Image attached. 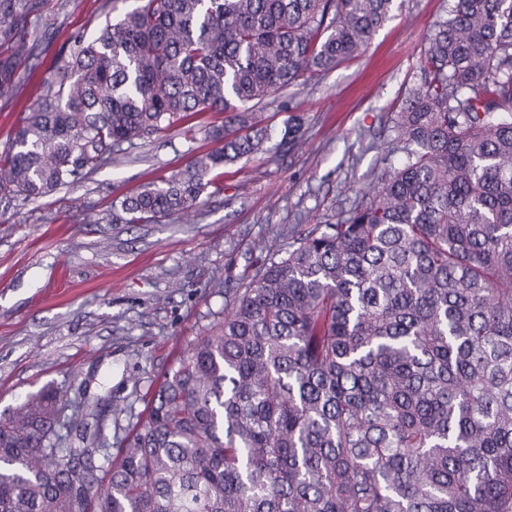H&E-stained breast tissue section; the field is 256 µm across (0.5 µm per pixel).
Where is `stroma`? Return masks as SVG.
<instances>
[{"label": "stroma", "instance_id": "35a3bbf8", "mask_svg": "<svg viewBox=\"0 0 512 512\" xmlns=\"http://www.w3.org/2000/svg\"><path fill=\"white\" fill-rule=\"evenodd\" d=\"M366 50L318 79L256 107L281 136L300 124L304 145L271 150L214 171L193 217L114 224L112 205L213 149L197 116L124 148L82 182L45 198L0 206V413L46 386L74 396L106 391L143 399L179 355L224 316L231 290L267 260L260 241L287 243L335 221L379 189L401 155L392 118L420 79V56L447 0H397ZM112 0H46L37 33L48 46L19 95L0 98V151L40 94L69 37L105 21Z\"/></svg>", "mask_w": 512, "mask_h": 512}]
</instances>
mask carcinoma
I'll use <instances>...</instances> for the list:
<instances>
[{
	"label": "carcinoma",
	"instance_id": "1",
	"mask_svg": "<svg viewBox=\"0 0 512 512\" xmlns=\"http://www.w3.org/2000/svg\"><path fill=\"white\" fill-rule=\"evenodd\" d=\"M45 0H0V97ZM395 0H112L0 154V203L205 112L219 147L106 220L191 217L272 141L250 106L361 53ZM394 118L399 166L235 290L133 421L46 387L0 414V512H512V0H448ZM76 434H63L66 424ZM101 420L104 422L106 426L105 433L108 435L112 434V454L115 455L117 453V448H120V439L123 438L125 434V429L128 425V418L125 415H117L112 412V408L108 407L106 411L102 414ZM118 427L121 430H118ZM112 431V433H111ZM119 434L118 442L116 440V436Z\"/></svg>",
	"mask_w": 512,
	"mask_h": 512
}]
</instances>
